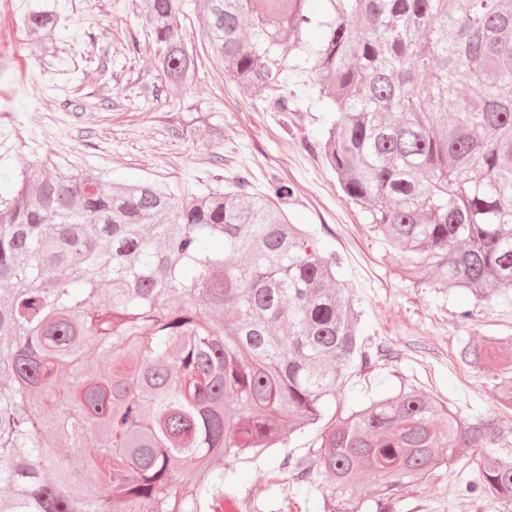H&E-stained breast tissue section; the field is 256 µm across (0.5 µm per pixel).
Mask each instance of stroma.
Listing matches in <instances>:
<instances>
[{
	"label": "stroma",
	"instance_id": "1",
	"mask_svg": "<svg viewBox=\"0 0 512 512\" xmlns=\"http://www.w3.org/2000/svg\"><path fill=\"white\" fill-rule=\"evenodd\" d=\"M138 0H58L68 72L41 67L20 15L0 8V198L11 196L21 160L45 157L114 183L151 182L200 193L236 177L259 192L291 188L289 220L308 224L342 262V275L364 313L359 341L376 361L351 373L337 401L350 407L401 382L438 399L461 417L512 418L490 390V373L464 368L461 344L478 336L512 339V301L459 300L406 279L397 262L349 203L318 145L324 113L301 103L293 112L267 110L210 57L199 32V0H184L180 20L198 69L183 96L169 100L154 64L155 46ZM318 431L291 436L257 465H238L245 508L321 512L318 492L303 493L282 461L307 454ZM455 474L438 469L411 487L398 512H498L459 494Z\"/></svg>",
	"mask_w": 512,
	"mask_h": 512
}]
</instances>
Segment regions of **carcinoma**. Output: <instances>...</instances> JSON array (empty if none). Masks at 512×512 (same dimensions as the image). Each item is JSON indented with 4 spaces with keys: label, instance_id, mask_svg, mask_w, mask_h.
I'll return each instance as SVG.
<instances>
[{
    "label": "carcinoma",
    "instance_id": "obj_1",
    "mask_svg": "<svg viewBox=\"0 0 512 512\" xmlns=\"http://www.w3.org/2000/svg\"><path fill=\"white\" fill-rule=\"evenodd\" d=\"M306 2L203 0L201 39L271 111H294L300 89L328 113L325 158L407 277L512 297V0ZM180 11L140 3L169 97L197 68ZM21 22L56 69L57 10ZM290 194L237 180L178 196L20 163L0 206V512H228L235 470L212 458L256 464L323 420L370 358L336 253L273 202ZM503 344L457 357L494 370L512 410ZM317 440L288 466L322 512H363L348 491L368 475L375 512H396L399 493L489 448L461 491L512 506V419H465L412 385Z\"/></svg>",
    "mask_w": 512,
    "mask_h": 512
}]
</instances>
